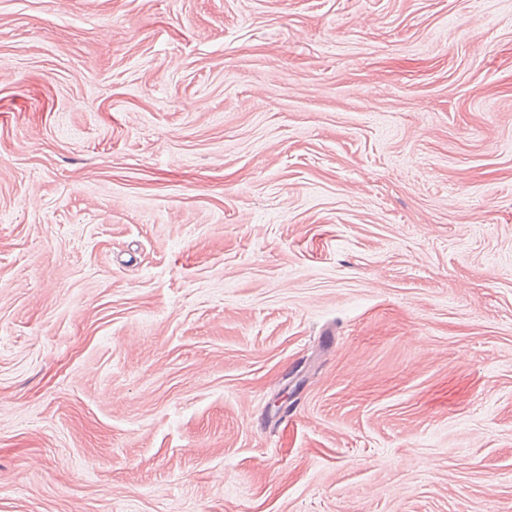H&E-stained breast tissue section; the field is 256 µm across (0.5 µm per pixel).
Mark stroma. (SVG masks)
Returning a JSON list of instances; mask_svg holds the SVG:
<instances>
[{
	"label": "stroma",
	"instance_id": "1",
	"mask_svg": "<svg viewBox=\"0 0 512 512\" xmlns=\"http://www.w3.org/2000/svg\"><path fill=\"white\" fill-rule=\"evenodd\" d=\"M0 512H512V0H0Z\"/></svg>",
	"mask_w": 512,
	"mask_h": 512
}]
</instances>
